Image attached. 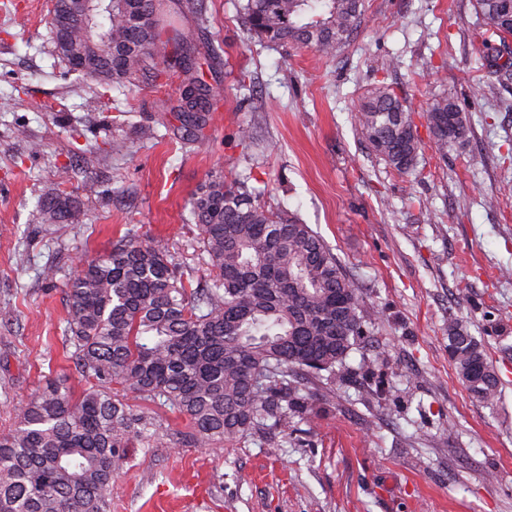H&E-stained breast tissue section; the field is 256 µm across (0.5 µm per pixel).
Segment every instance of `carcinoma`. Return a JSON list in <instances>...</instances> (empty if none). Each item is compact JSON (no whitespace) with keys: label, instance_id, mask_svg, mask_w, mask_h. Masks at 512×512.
<instances>
[{"label":"carcinoma","instance_id":"cac0c4a2","mask_svg":"<svg viewBox=\"0 0 512 512\" xmlns=\"http://www.w3.org/2000/svg\"><path fill=\"white\" fill-rule=\"evenodd\" d=\"M475 2L488 34L512 35V0ZM179 5L204 16L202 0H112L91 30L74 26V53L61 58L81 77L125 92L141 76L175 69L181 93L172 110L201 135L216 98L193 61L210 50L179 33ZM237 7L250 37L324 58L350 42L363 16V0ZM427 121L440 153L468 131L466 114L446 97ZM357 124L387 165L414 171L420 141L392 90L371 89ZM248 180L216 174L189 202L205 287L184 276L165 242L134 230L64 281V344L83 387L46 381L0 433V512H111L112 480L129 449L165 440L234 448L266 431L286 440L294 420L312 421L310 389L350 375L348 355L370 320L359 289L317 232L261 205ZM36 213L39 224H67L72 200L56 185ZM448 356L475 398L497 402L500 380L486 350L457 319L448 320ZM158 410L183 417L187 430L160 435Z\"/></svg>","mask_w":512,"mask_h":512}]
</instances>
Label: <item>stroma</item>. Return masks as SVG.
I'll use <instances>...</instances> for the list:
<instances>
[{
  "label": "stroma",
  "instance_id": "stroma-1",
  "mask_svg": "<svg viewBox=\"0 0 512 512\" xmlns=\"http://www.w3.org/2000/svg\"><path fill=\"white\" fill-rule=\"evenodd\" d=\"M16 3L0 10V98L14 102L0 112V431L45 378L74 373L65 292L41 269L70 273L134 229L205 282L189 201L210 175L250 174L264 201L332 247L375 313L350 354L354 373L331 383L290 443L131 449L112 512H512V81L484 64L485 43L500 40L485 37L475 0H366L354 40L328 60L251 39L237 0H206V26L179 19L214 50L203 78L217 105L200 139L170 110L175 78L144 81L117 113L90 106L92 90L54 48L52 0ZM380 84L413 113V174L358 130ZM443 96L469 117L444 155L425 118ZM114 137L124 154L109 152ZM89 154L94 166L78 170ZM64 166L77 217L36 223ZM452 317L499 372L495 408L450 363Z\"/></svg>",
  "mask_w": 512,
  "mask_h": 512
}]
</instances>
